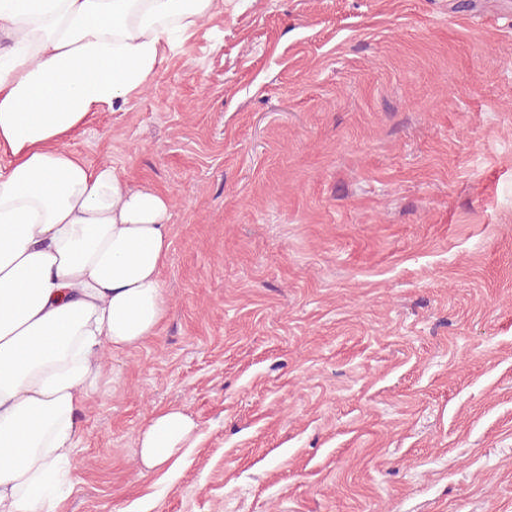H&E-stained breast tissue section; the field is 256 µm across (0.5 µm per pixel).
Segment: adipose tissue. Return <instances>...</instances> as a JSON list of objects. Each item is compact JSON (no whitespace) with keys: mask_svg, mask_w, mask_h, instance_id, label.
<instances>
[{"mask_svg":"<svg viewBox=\"0 0 512 512\" xmlns=\"http://www.w3.org/2000/svg\"><path fill=\"white\" fill-rule=\"evenodd\" d=\"M223 0H0V512H58L104 354L154 336L171 202L67 146L154 78ZM182 409L150 413L144 472L197 441Z\"/></svg>","mask_w":512,"mask_h":512,"instance_id":"adipose-tissue-1","label":"adipose tissue"}]
</instances>
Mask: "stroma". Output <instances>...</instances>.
Instances as JSON below:
<instances>
[{
	"label": "stroma",
	"mask_w": 512,
	"mask_h": 512,
	"mask_svg": "<svg viewBox=\"0 0 512 512\" xmlns=\"http://www.w3.org/2000/svg\"><path fill=\"white\" fill-rule=\"evenodd\" d=\"M224 0L68 140L172 202L61 512H512V0ZM199 425L142 476L144 419Z\"/></svg>",
	"instance_id": "1"
}]
</instances>
